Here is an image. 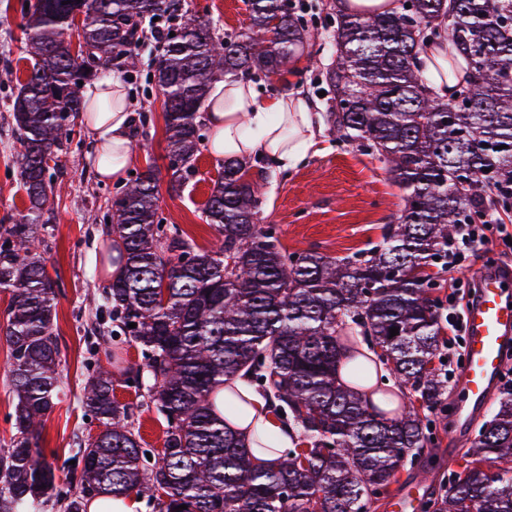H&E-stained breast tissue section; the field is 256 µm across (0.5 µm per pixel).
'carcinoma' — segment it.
<instances>
[{"label":"carcinoma","mask_w":512,"mask_h":512,"mask_svg":"<svg viewBox=\"0 0 512 512\" xmlns=\"http://www.w3.org/2000/svg\"><path fill=\"white\" fill-rule=\"evenodd\" d=\"M397 2L391 12L327 17L335 25L336 61L325 82L334 91L336 140L382 157L405 192L398 222L369 251L343 258L287 252L275 228L260 224L259 187L237 162H224L204 204L217 233L208 250L161 223L153 170L112 199L103 221L122 240L112 263L123 270L103 288V306L116 340L98 350L84 389V405L103 430L72 455L65 512H85L100 494L132 492L148 493L157 512L180 505L182 512H373L391 496L399 471L434 442L448 378L435 363L441 314L419 275L446 262L455 225L475 216L502 221L498 205L512 185V0ZM22 14L31 68L10 112L30 207L24 221L0 225L16 398V436L0 453V512H46L55 474L36 427L53 411L62 382L55 281L36 254L50 162L68 149L84 110L79 82L133 57L143 20L163 21L152 23L154 81L179 184L199 152L200 110L214 76H280L319 33L281 0H253L249 31L222 38L182 0H35ZM79 14L81 58L71 53ZM435 38L448 42V75L458 76L455 54L467 63L446 102L430 96L415 67L420 43ZM130 342L145 362L127 370L125 382L152 381L151 399L166 421L160 449L141 445L129 427L131 406L113 394L109 365ZM361 343L409 390L399 415L359 393L372 364ZM342 348L353 389L338 383ZM239 373L298 431L299 446L274 462L258 461L217 413L219 387ZM245 404L233 390L224 398V410L236 416ZM489 424L424 512H512V383L499 392Z\"/></svg>","instance_id":"obj_1"}]
</instances>
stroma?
<instances>
[{
	"label": "stroma",
	"mask_w": 512,
	"mask_h": 512,
	"mask_svg": "<svg viewBox=\"0 0 512 512\" xmlns=\"http://www.w3.org/2000/svg\"><path fill=\"white\" fill-rule=\"evenodd\" d=\"M22 0H0V225L20 221L28 200L19 186L20 146L9 124L11 96L18 78L26 74ZM186 8L205 15L216 34L247 29L248 13L243 0H185ZM153 47H140L133 58L114 61L111 69L134 101L130 148L136 157L134 171L153 166L158 178V215L177 225L195 248H210L216 231L205 221L202 208L222 165L221 159L201 149L193 168L180 187L170 183L165 135L163 97L149 91L154 69ZM331 48L311 42L301 58L299 74L285 75L271 86L263 74L252 77L264 93L285 94L302 89L314 109L327 113L330 97L324 96L323 73L332 65ZM73 142L60 156L53 173L48 224L41 259L57 284V317L54 333L61 348L59 371L65 393L42 428V446L57 480H64L77 440L95 438L101 423L91 418L82 404L83 390L91 373L99 342L107 330H95L103 304L101 292L108 278L103 256L112 239L103 229L102 215L116 191L112 182L97 179L91 157L94 147L83 124H76ZM251 175H263V223L274 225L282 246L290 252L317 251L344 257L367 250L380 242L382 229L404 206L402 190L391 180L379 159L337 142L332 130L323 134L322 151L295 169L278 170L265 156L251 160ZM8 292L0 290V448L9 446L16 433L12 413L15 403L7 368L9 350L3 337ZM114 396L131 404L132 431L148 447L162 445L164 418L150 399L147 388L135 389L118 382ZM492 410L475 416L466 431L450 420L436 431L434 450L440 460L459 459L479 427L491 419Z\"/></svg>",
	"instance_id": "obj_1"
}]
</instances>
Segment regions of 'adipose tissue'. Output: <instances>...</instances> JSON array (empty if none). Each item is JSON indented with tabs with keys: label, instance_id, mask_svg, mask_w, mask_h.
<instances>
[{
	"label": "adipose tissue",
	"instance_id": "adipose-tissue-1",
	"mask_svg": "<svg viewBox=\"0 0 512 512\" xmlns=\"http://www.w3.org/2000/svg\"><path fill=\"white\" fill-rule=\"evenodd\" d=\"M417 66L428 78L432 96L447 99L455 86L443 75L448 68L447 44L425 43L417 56ZM83 94L87 104L82 115L85 130L96 152L112 154L111 162L96 164V173L102 179H122L135 161L128 140L132 100L109 76L86 85ZM205 118L210 130L208 150L227 161H244L259 152L285 170L307 152L318 151L321 144L322 129L301 92L267 99L250 80L232 75L213 82ZM229 385L247 401L245 417L225 416L229 429L250 442L259 433L272 436L281 456L295 448L297 431L275 417L261 392L242 377L230 380Z\"/></svg>",
	"mask_w": 512,
	"mask_h": 512
}]
</instances>
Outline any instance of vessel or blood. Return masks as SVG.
Instances as JSON below:
<instances>
[{
    "label": "vessel or blood",
    "mask_w": 512,
    "mask_h": 512,
    "mask_svg": "<svg viewBox=\"0 0 512 512\" xmlns=\"http://www.w3.org/2000/svg\"><path fill=\"white\" fill-rule=\"evenodd\" d=\"M464 367L460 384L465 399L460 420H468L489 400L512 348V277L488 271L477 276V294L465 311Z\"/></svg>",
    "instance_id": "1"
}]
</instances>
